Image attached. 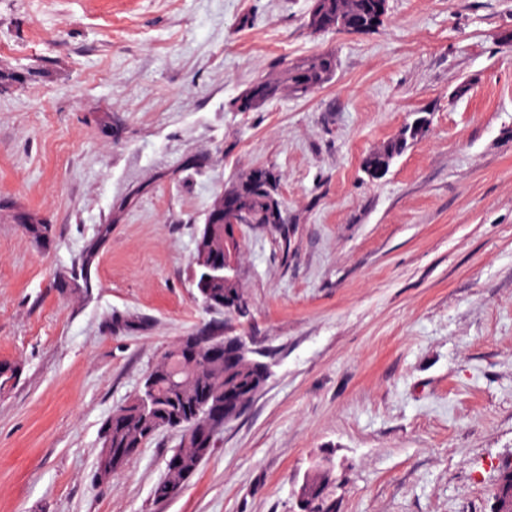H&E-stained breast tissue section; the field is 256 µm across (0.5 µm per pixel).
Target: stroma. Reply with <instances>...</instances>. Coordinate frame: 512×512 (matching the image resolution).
Instances as JSON below:
<instances>
[{"label": "stroma", "instance_id": "stroma-1", "mask_svg": "<svg viewBox=\"0 0 512 512\" xmlns=\"http://www.w3.org/2000/svg\"><path fill=\"white\" fill-rule=\"evenodd\" d=\"M311 0H0V512H493L512 459V0H388L314 32ZM334 79L249 112L282 61ZM430 124L381 178L364 158ZM288 217L242 229L250 320L206 309L195 240L249 173ZM48 224L34 240L27 222ZM208 332L270 378L184 489L180 435L105 484L103 424Z\"/></svg>", "mask_w": 512, "mask_h": 512}]
</instances>
